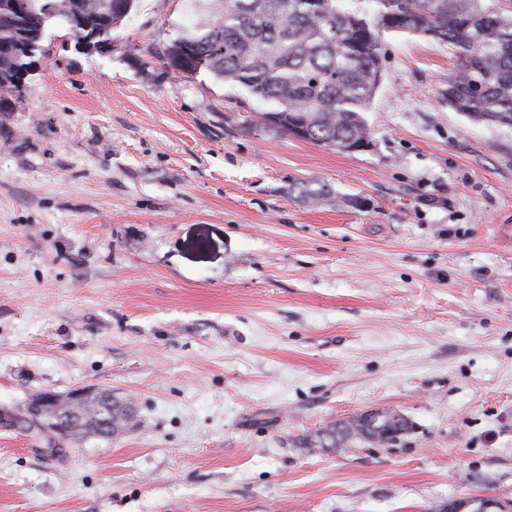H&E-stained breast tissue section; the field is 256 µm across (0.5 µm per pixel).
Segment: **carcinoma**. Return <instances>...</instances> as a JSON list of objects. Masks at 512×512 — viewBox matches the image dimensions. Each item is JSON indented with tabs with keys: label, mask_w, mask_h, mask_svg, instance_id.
Segmentation results:
<instances>
[{
	"label": "carcinoma",
	"mask_w": 512,
	"mask_h": 512,
	"mask_svg": "<svg viewBox=\"0 0 512 512\" xmlns=\"http://www.w3.org/2000/svg\"><path fill=\"white\" fill-rule=\"evenodd\" d=\"M135 0H0V112L14 97L27 65L22 45L41 43L48 22L68 25L79 46L89 37L112 47V33L130 17ZM344 0H195L197 18L164 47L167 70L192 76L206 70L244 87L273 108L275 132L331 149L371 138L364 113L384 80L380 32L408 33L448 45L453 71L441 101L474 123L512 128V10L497 0H373L372 14ZM80 435H108L132 419L108 394L87 400ZM412 429L401 415L367 411L318 433L312 446L344 450L356 441L387 443Z\"/></svg>",
	"instance_id": "carcinoma-1"
}]
</instances>
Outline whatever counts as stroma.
<instances>
[{
    "label": "stroma",
    "instance_id": "stroma-1",
    "mask_svg": "<svg viewBox=\"0 0 512 512\" xmlns=\"http://www.w3.org/2000/svg\"><path fill=\"white\" fill-rule=\"evenodd\" d=\"M193 20L137 0L105 55L51 21L0 112V412L134 414L54 456L0 423V512L512 499V129L441 102L447 45L385 32L368 150L264 130L244 88L150 57ZM371 410L410 431L306 447ZM84 420L81 423L83 428L78 431L81 436L106 435L119 432L125 423L129 422L133 415L131 410L122 403L112 399L108 394H96L87 400L83 409ZM106 424V428L98 430L101 424ZM111 424V426H109Z\"/></svg>",
    "mask_w": 512,
    "mask_h": 512
}]
</instances>
